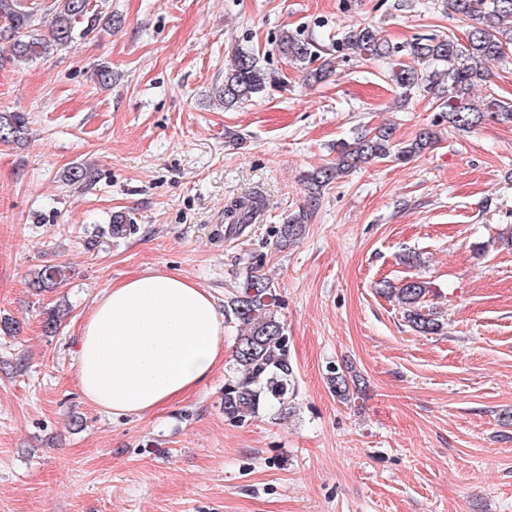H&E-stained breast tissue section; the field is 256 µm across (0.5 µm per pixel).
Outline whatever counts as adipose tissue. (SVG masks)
I'll return each instance as SVG.
<instances>
[{
  "label": "adipose tissue",
  "instance_id": "1",
  "mask_svg": "<svg viewBox=\"0 0 512 512\" xmlns=\"http://www.w3.org/2000/svg\"><path fill=\"white\" fill-rule=\"evenodd\" d=\"M224 360L213 295L174 274H138L105 288L78 337L75 380L113 416H139L200 387Z\"/></svg>",
  "mask_w": 512,
  "mask_h": 512
}]
</instances>
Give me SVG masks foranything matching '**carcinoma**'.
Instances as JSON below:
<instances>
[{"mask_svg": "<svg viewBox=\"0 0 512 512\" xmlns=\"http://www.w3.org/2000/svg\"><path fill=\"white\" fill-rule=\"evenodd\" d=\"M446 7L464 20L475 22L461 46L443 36L420 37L408 45L407 54L424 63L417 70L396 57L400 47L392 45L371 24H356L348 28L336 42V53L320 54L316 46L292 32L279 35L277 48L292 62L314 65L307 80L321 83L336 72L340 62L348 57L390 59L394 61L391 81L409 97L414 89L428 87L436 91L438 108L448 114V124L458 129L477 126L488 117L512 123V103L491 95L477 102L473 89L487 82L484 63L500 60L512 45V0H445ZM48 33L36 24V12L29 0H0V40L11 43L10 62H27L49 54L72 41L76 27L89 30L99 24L101 16L90 10V0H53ZM280 85V78L267 71L259 55L239 52L230 67L224 69V79L215 88V96L224 106L233 107L250 102ZM27 117L22 112L0 113V144L20 141L27 131ZM440 141L435 128L422 129L406 144L394 139V128L379 126L362 132L351 140L336 144V163L308 173L306 206L288 218L277 233L275 246L285 248L300 239L305 232L311 211L319 205L321 190L360 163L392 158L409 161L433 148ZM265 207L257 194H248L230 202L224 210L226 229L235 232L252 222ZM65 278V271L56 265H45L34 273L39 288H55ZM380 292L393 295L405 309L406 319L421 334L431 335L442 330V324L424 310L427 283L406 279L398 284L380 282ZM275 285L260 268L250 267L237 294L224 304V315L234 318L244 327L236 338L234 349L238 379L224 390V415L229 418L247 417L260 406L283 404L293 380V368L288 361L284 326L274 313Z\"/></svg>", "mask_w": 512, "mask_h": 512, "instance_id": "carcinoma-1", "label": "carcinoma"}]
</instances>
